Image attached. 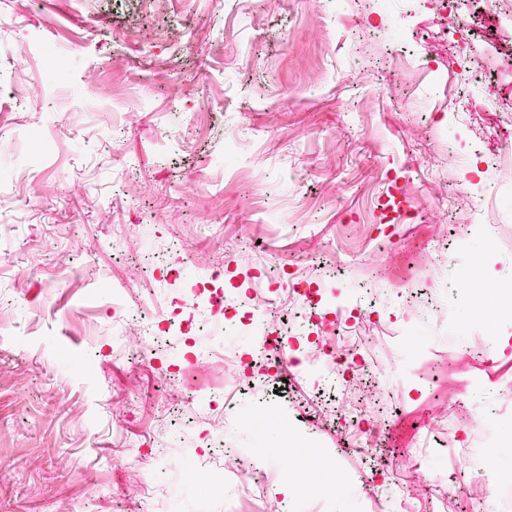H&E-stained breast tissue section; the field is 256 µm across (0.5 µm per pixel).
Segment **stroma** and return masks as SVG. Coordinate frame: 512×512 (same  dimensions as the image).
Segmentation results:
<instances>
[{"label": "stroma", "instance_id": "35a3bbf8", "mask_svg": "<svg viewBox=\"0 0 512 512\" xmlns=\"http://www.w3.org/2000/svg\"><path fill=\"white\" fill-rule=\"evenodd\" d=\"M457 49L436 0H0V134L16 143L0 158V250L15 258L0 265V326L18 339L0 346V512H170L181 478L155 450L211 452L208 422L162 433L164 416H181L156 389L171 363L172 397L252 404L263 431H228L225 447L283 445L280 420L304 407L321 418L290 450L295 474L268 479L260 461L249 487L225 473L220 495L201 479L184 512H278L324 481L336 497L311 499L312 512H433L441 494L442 512L482 497L512 512V303L476 349L486 313L468 300L512 268V120L487 104H512V0L483 12L475 77L453 66ZM50 50L70 58L67 72L49 76ZM459 90L469 106L454 112ZM425 207L445 223L420 218ZM184 247L227 291L251 287L255 260L286 271L274 306L278 289L307 288L347 316L350 294L365 293L371 321L395 330L379 339L382 364L329 396L316 375L257 362L249 336L226 343L235 379L189 344L123 361L113 307L165 315L179 285L150 265ZM438 250L455 257L442 271L428 259ZM408 330L421 339L403 350ZM81 359L91 374L64 380ZM358 396L391 422L381 456L415 451L376 475L380 496L360 483L368 451L332 419ZM461 402L492 421L461 424ZM417 466L432 483L403 502ZM452 480L463 496L447 497Z\"/></svg>", "mask_w": 512, "mask_h": 512}]
</instances>
